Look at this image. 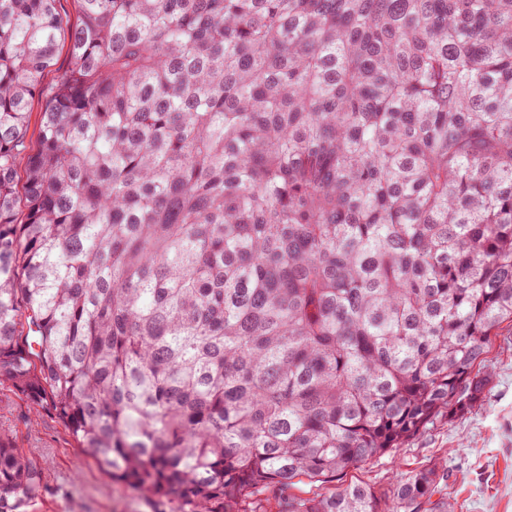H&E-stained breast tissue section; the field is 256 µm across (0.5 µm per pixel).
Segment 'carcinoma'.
<instances>
[{
    "label": "carcinoma",
    "instance_id": "carcinoma-1",
    "mask_svg": "<svg viewBox=\"0 0 512 512\" xmlns=\"http://www.w3.org/2000/svg\"><path fill=\"white\" fill-rule=\"evenodd\" d=\"M57 2L0 0V385L173 512H421L343 478L512 323V0Z\"/></svg>",
    "mask_w": 512,
    "mask_h": 512
}]
</instances>
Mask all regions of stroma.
Masks as SVG:
<instances>
[{
  "instance_id": "1",
  "label": "stroma",
  "mask_w": 512,
  "mask_h": 512,
  "mask_svg": "<svg viewBox=\"0 0 512 512\" xmlns=\"http://www.w3.org/2000/svg\"><path fill=\"white\" fill-rule=\"evenodd\" d=\"M493 374L481 406L435 424L408 447L348 472L377 489L434 462L447 466L442 497L454 512H512V325L502 324L487 354ZM0 437L37 460L43 487L25 512H170L164 497L112 480L55 418L0 386Z\"/></svg>"
}]
</instances>
